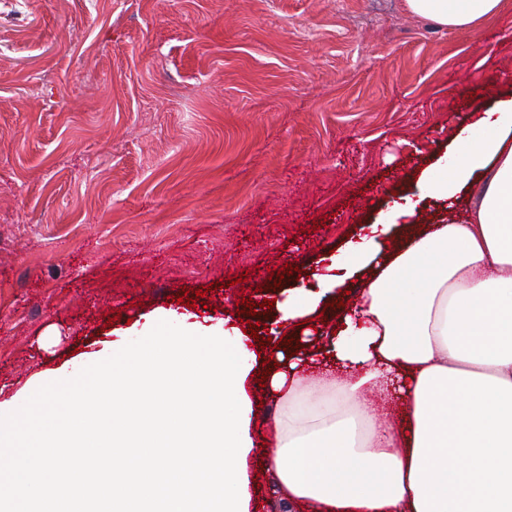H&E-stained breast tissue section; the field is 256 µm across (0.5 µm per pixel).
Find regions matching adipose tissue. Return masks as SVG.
Wrapping results in <instances>:
<instances>
[{
  "instance_id": "obj_1",
  "label": "adipose tissue",
  "mask_w": 512,
  "mask_h": 512,
  "mask_svg": "<svg viewBox=\"0 0 512 512\" xmlns=\"http://www.w3.org/2000/svg\"><path fill=\"white\" fill-rule=\"evenodd\" d=\"M451 29L497 16L505 0H404ZM438 204L418 223L394 202L335 273L278 307L288 329L264 417L276 452L265 462L286 504L310 512H512V97L453 127L419 182ZM395 246H388L386 236ZM366 279L320 348L296 336L324 296ZM400 382L398 415L364 423L368 392Z\"/></svg>"
}]
</instances>
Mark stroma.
<instances>
[{"label":"stroma","mask_w":512,"mask_h":512,"mask_svg":"<svg viewBox=\"0 0 512 512\" xmlns=\"http://www.w3.org/2000/svg\"><path fill=\"white\" fill-rule=\"evenodd\" d=\"M510 91L512 4L459 31L403 0H0V402L189 311L254 324L248 392L274 413L264 300L314 286L416 193L450 121Z\"/></svg>","instance_id":"35a3bbf8"}]
</instances>
